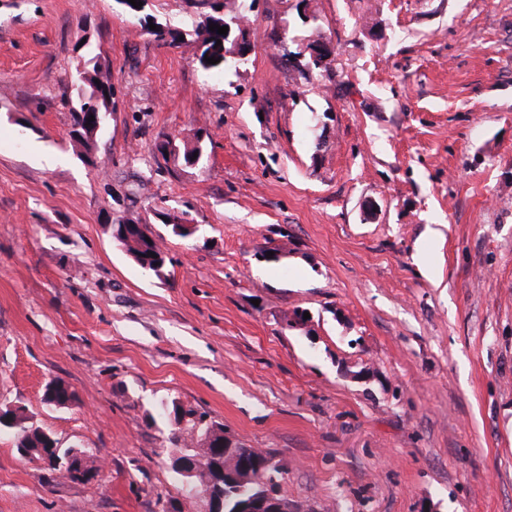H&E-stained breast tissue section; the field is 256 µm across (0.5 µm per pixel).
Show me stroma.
<instances>
[{"label":"stroma","mask_w":512,"mask_h":512,"mask_svg":"<svg viewBox=\"0 0 512 512\" xmlns=\"http://www.w3.org/2000/svg\"><path fill=\"white\" fill-rule=\"evenodd\" d=\"M306 11L259 0L248 62L208 72L114 0H0V406L99 468L47 480L1 433L0 512H160L170 400L276 451L308 512H512V0ZM319 36L332 68L296 94L285 55ZM93 56L91 166L65 102ZM197 135V164L159 152ZM119 243L141 268L152 272L155 276H161L162 267L161 269L154 267V261L150 259L152 254H157L162 250L156 238L147 242L145 236L133 228L129 236Z\"/></svg>","instance_id":"stroma-1"}]
</instances>
